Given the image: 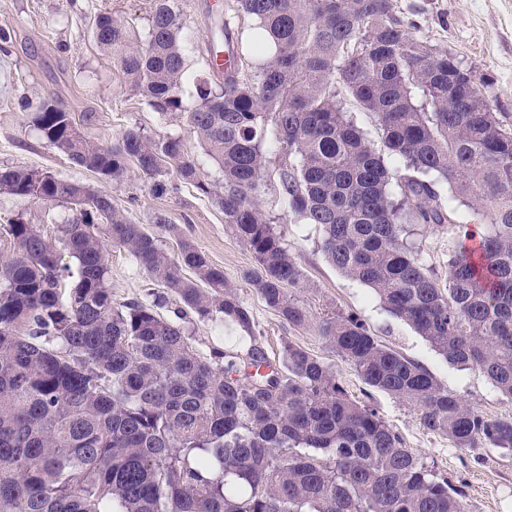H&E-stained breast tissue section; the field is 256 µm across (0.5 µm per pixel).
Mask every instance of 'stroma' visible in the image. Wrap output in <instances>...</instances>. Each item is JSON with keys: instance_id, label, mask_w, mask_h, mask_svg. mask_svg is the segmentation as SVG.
Wrapping results in <instances>:
<instances>
[{"instance_id": "stroma-1", "label": "stroma", "mask_w": 512, "mask_h": 512, "mask_svg": "<svg viewBox=\"0 0 512 512\" xmlns=\"http://www.w3.org/2000/svg\"><path fill=\"white\" fill-rule=\"evenodd\" d=\"M232 2L178 0L188 75L200 69L198 47L207 33L209 7ZM391 4L397 19L414 24L416 37L448 50L462 66L472 69L476 80L485 82L484 94L492 109L512 120V0H391ZM154 7V0H0V28L11 35L7 47L0 50V166L42 169L108 192L137 224H152L156 213L166 214L177 232L160 233L161 246L173 252L179 239L190 240L212 264L223 268L255 325L250 336L218 320H192L188 329L200 353L227 349L243 355L255 341L277 362L285 343L300 346L330 364L352 397L360 400L372 394L379 415L402 434L407 446L464 492L469 512H512L511 450H464L454 447L447 436L427 431L417 407L380 391L369 392L353 366L329 349L320 324L335 311L359 316L383 344L424 365L449 392L488 416L512 417V400L481 372L449 365L410 326L390 315L372 289L331 266L320 249L314 225L283 221L274 186L265 188L264 209L308 282L307 287L294 291L308 315L299 326L284 321L243 280V271L255 265L252 252L225 225L223 212L194 187L184 184L178 192L157 198L150 192L149 179L135 169L123 181H102L28 128L20 107L22 98L46 97L78 118L80 131L97 144H112L124 130L138 128L157 140L187 137L188 151L199 156L195 140L187 136L185 113L161 116L151 112L131 94L119 67L97 48L92 37V23L102 12L122 17L136 32L146 34ZM87 112L93 113V121H83ZM19 215L52 237L73 212L66 205L0 195V224ZM108 266L116 301L150 303L163 292L121 248L109 247Z\"/></svg>"}]
</instances>
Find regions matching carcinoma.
I'll return each mask as SVG.
<instances>
[{"label":"carcinoma","mask_w":512,"mask_h":512,"mask_svg":"<svg viewBox=\"0 0 512 512\" xmlns=\"http://www.w3.org/2000/svg\"><path fill=\"white\" fill-rule=\"evenodd\" d=\"M234 18L249 35L220 69L232 32L213 19L187 113L222 183L180 136L131 128L98 145L41 98L21 102L29 126L106 182L134 166L157 197L177 189L170 172L210 197L254 256L244 281L300 325L291 289L303 273L260 203L275 142L288 220L315 225L330 264L448 364L479 370L512 399V123L390 0H236ZM179 32L174 0H155L146 40L108 12L93 38L163 116L184 110ZM338 85L375 118L384 151L344 111ZM2 194L76 214L51 239L20 215L0 225L11 241L0 252V512H468L448 478L302 348L286 343L280 368L257 343L243 360L200 354L181 324L188 314H220L250 336L253 320L190 241L175 254L160 246L158 231L174 230L166 215L149 229L111 194L33 168L0 166ZM434 225L448 231L444 280L412 241ZM108 242L179 300L176 319L157 312L160 300L114 301ZM321 331L368 387L418 407L427 430L466 450H512V417L448 393L360 317L334 312Z\"/></svg>","instance_id":"cac0c4a2"}]
</instances>
